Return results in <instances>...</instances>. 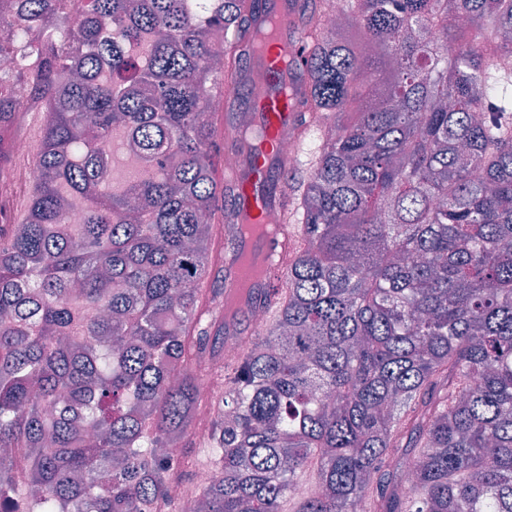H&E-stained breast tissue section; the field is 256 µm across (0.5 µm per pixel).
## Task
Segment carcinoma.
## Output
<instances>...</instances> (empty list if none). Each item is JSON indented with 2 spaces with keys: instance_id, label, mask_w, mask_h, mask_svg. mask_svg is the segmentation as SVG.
<instances>
[{
  "instance_id": "carcinoma-1",
  "label": "carcinoma",
  "mask_w": 512,
  "mask_h": 512,
  "mask_svg": "<svg viewBox=\"0 0 512 512\" xmlns=\"http://www.w3.org/2000/svg\"><path fill=\"white\" fill-rule=\"evenodd\" d=\"M254 3L0 5V128L6 82L53 108L0 225V507L180 512L179 483L199 512H512V0H305L302 244L226 363L213 148ZM39 179V170L34 163H30L21 172L18 178L10 175H0V207H7L8 213L23 186H29L22 189L17 200L12 206V217L15 221H22L26 215L29 204V198L32 187Z\"/></svg>"
}]
</instances>
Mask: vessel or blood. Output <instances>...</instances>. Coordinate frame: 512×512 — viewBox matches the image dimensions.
Listing matches in <instances>:
<instances>
[{"label": "vessel or blood", "instance_id": "vessel-or-blood-1", "mask_svg": "<svg viewBox=\"0 0 512 512\" xmlns=\"http://www.w3.org/2000/svg\"><path fill=\"white\" fill-rule=\"evenodd\" d=\"M302 0H259L249 65L238 81H225L226 128H234L240 107L259 129L255 151L241 150L239 162L224 173L232 187L238 226V259L224 273V300L230 307L227 334H236L242 312L263 304L272 289L285 284L288 254L300 236L288 222L291 201L277 172L294 167L295 157L282 148L298 139L305 124L318 123L317 113L303 112L300 100L310 77L309 43L303 31Z\"/></svg>", "mask_w": 512, "mask_h": 512}]
</instances>
